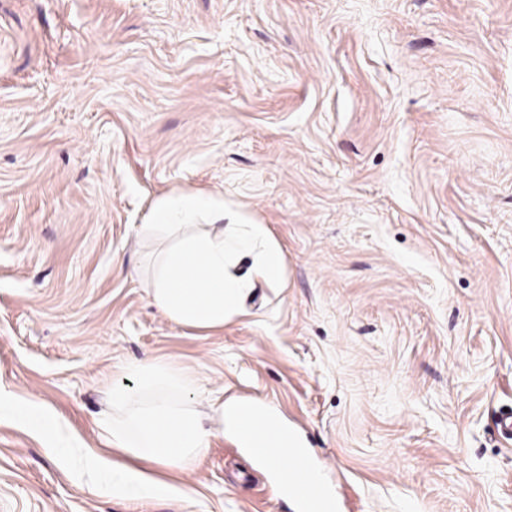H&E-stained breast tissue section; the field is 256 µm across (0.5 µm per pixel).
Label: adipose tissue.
I'll return each instance as SVG.
<instances>
[{"instance_id": "adipose-tissue-1", "label": "adipose tissue", "mask_w": 512, "mask_h": 512, "mask_svg": "<svg viewBox=\"0 0 512 512\" xmlns=\"http://www.w3.org/2000/svg\"><path fill=\"white\" fill-rule=\"evenodd\" d=\"M224 216L213 198L180 194L163 198L153 208L144 235L161 239L165 248L148 276L149 301L170 321L201 332L223 330L241 314L250 288L232 269L246 254H256V278L274 283L284 272L283 256L269 244L263 224H235L230 231H198L195 219ZM130 383L107 389L112 411L98 426L108 447L118 455H88L86 470L112 472L116 494H143L164 485L144 470L152 464L188 473L195 469L217 434L231 436L241 448L255 444V420L264 418L279 443L292 434L274 407L246 397H225L207 389L200 378L176 362L153 359L129 366Z\"/></svg>"}]
</instances>
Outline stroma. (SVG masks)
I'll return each mask as SVG.
<instances>
[{
    "instance_id": "stroma-1",
    "label": "stroma",
    "mask_w": 512,
    "mask_h": 512,
    "mask_svg": "<svg viewBox=\"0 0 512 512\" xmlns=\"http://www.w3.org/2000/svg\"><path fill=\"white\" fill-rule=\"evenodd\" d=\"M193 192L285 262L211 335L137 273ZM152 357L273 403L339 512H512V0H0V512H298L220 435L187 495L87 492Z\"/></svg>"
}]
</instances>
